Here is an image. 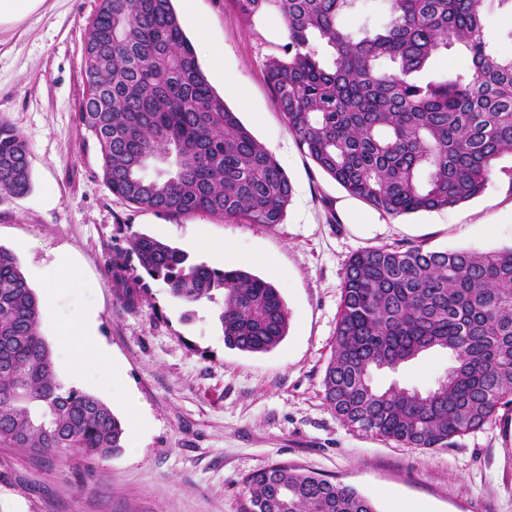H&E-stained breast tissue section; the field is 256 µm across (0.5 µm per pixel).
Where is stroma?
I'll list each match as a JSON object with an SVG mask.
<instances>
[{
    "instance_id": "1",
    "label": "stroma",
    "mask_w": 512,
    "mask_h": 512,
    "mask_svg": "<svg viewBox=\"0 0 512 512\" xmlns=\"http://www.w3.org/2000/svg\"><path fill=\"white\" fill-rule=\"evenodd\" d=\"M99 0H42L22 20L0 23V121L30 148L31 187L0 193V247L13 252L34 291L58 254L69 258L68 287L43 315L41 334L65 377L73 349L60 346L56 320L86 310L124 379L109 406L126 419L138 403L141 428L110 457L63 452L50 461L0 448V512H240L243 478L271 463L314 470L354 487L378 512L420 504L426 512H512V413L446 448H407L345 427L323 401L345 266L361 248L423 244L477 252L512 246V159L502 158L480 195L459 206L400 217L349 195L300 149L265 80L269 58L284 54L281 16L245 23L224 0H197L180 15L197 56L226 105L279 161L292 194L282 224H236L207 214L142 211L105 186L95 141L75 114L85 90L83 42ZM374 223L360 232V218ZM497 225L496 234L481 232ZM145 233L221 269V255L200 238L233 244L240 266L278 288L289 311L285 339L273 350L228 349L222 305H189L150 281L139 310L120 304L105 271L132 234ZM451 364L434 352L373 371L374 386L425 392ZM93 465L95 477L79 474Z\"/></svg>"
}]
</instances>
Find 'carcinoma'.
<instances>
[{"label":"carcinoma","instance_id":"cac0c4a2","mask_svg":"<svg viewBox=\"0 0 512 512\" xmlns=\"http://www.w3.org/2000/svg\"><path fill=\"white\" fill-rule=\"evenodd\" d=\"M245 20L274 9L288 39L265 73L299 146L351 196L387 215L454 207L512 157V54L484 38L487 0H387L388 20L342 18L360 0H227ZM469 66L418 78L453 44ZM78 126L98 146L103 180L142 211L281 224L291 184L273 155L210 86L172 0H100L84 43ZM29 146L0 122V193L30 187ZM159 175H142L148 164ZM107 263L118 300L142 305L145 279L187 304L223 293L224 344L266 353L288 333L271 283L216 269L147 234ZM43 308L0 246V447L39 457L64 449L106 458L125 429L98 397L67 389L40 332ZM433 351L452 366L435 386L378 390ZM323 400L347 427L408 448H444L512 408V247L436 251L370 246L348 260ZM242 512H378L348 485L275 464L243 480Z\"/></svg>","mask_w":512,"mask_h":512}]
</instances>
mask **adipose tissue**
<instances>
[{
	"mask_svg": "<svg viewBox=\"0 0 512 512\" xmlns=\"http://www.w3.org/2000/svg\"><path fill=\"white\" fill-rule=\"evenodd\" d=\"M57 336L60 345L75 347L81 350L82 356L71 363L67 381L79 384L91 382L100 397L109 398L123 377L122 369L113 362L109 351L101 344L96 334L94 313L83 317L61 322L57 325Z\"/></svg>",
	"mask_w": 512,
	"mask_h": 512,
	"instance_id": "1",
	"label": "adipose tissue"
}]
</instances>
